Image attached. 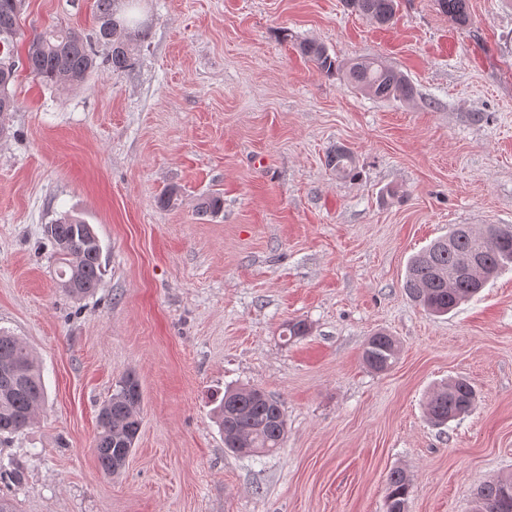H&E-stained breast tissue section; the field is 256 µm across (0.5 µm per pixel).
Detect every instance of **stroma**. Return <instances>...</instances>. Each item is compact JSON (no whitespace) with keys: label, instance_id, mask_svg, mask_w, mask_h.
Returning <instances> with one entry per match:
<instances>
[{"label":"stroma","instance_id":"obj_1","mask_svg":"<svg viewBox=\"0 0 512 512\" xmlns=\"http://www.w3.org/2000/svg\"><path fill=\"white\" fill-rule=\"evenodd\" d=\"M93 4L26 0L22 32L89 34ZM468 13L398 0L380 26L343 0H138L150 31L130 69L64 88L19 68L0 136V329L36 353L47 400L0 442L25 473L0 483L16 512H386L395 469L407 512H472L480 484L512 474V269L441 317L402 287L451 225L512 224V0ZM305 41L384 60L414 98L321 73ZM339 146L347 176L327 164ZM212 193L223 211L200 215ZM66 212L102 246L81 301L43 234ZM298 320L309 332L289 338ZM378 330L401 348L385 373L361 361ZM129 374L143 422L113 477L96 416ZM456 377L478 400L432 425L426 397ZM245 385L282 404L274 453L224 448L211 410ZM409 479L403 470H393L387 477L385 498L386 512H405L401 511L403 505L407 509L409 496Z\"/></svg>","mask_w":512,"mask_h":512}]
</instances>
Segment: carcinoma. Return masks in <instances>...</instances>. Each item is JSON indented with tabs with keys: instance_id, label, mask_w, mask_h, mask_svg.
I'll list each match as a JSON object with an SVG mask.
<instances>
[{
	"instance_id": "obj_1",
	"label": "carcinoma",
	"mask_w": 512,
	"mask_h": 512,
	"mask_svg": "<svg viewBox=\"0 0 512 512\" xmlns=\"http://www.w3.org/2000/svg\"><path fill=\"white\" fill-rule=\"evenodd\" d=\"M118 0H95V40L109 48L107 61L114 71L134 65L128 20L120 19L121 28L112 26L117 18ZM347 8L379 25L393 21L397 0H345ZM440 10L465 25L469 20L467 0H437ZM25 0H0V119L14 110L16 101L9 86L17 77L13 47L19 33V20ZM300 52L329 76H341L349 85L377 99L409 101L414 87L409 78L377 58L359 59L349 64L339 62L328 48L316 41L299 45ZM26 67L29 75L48 86H77L86 82L97 69V56L88 39L74 28L47 27L28 39ZM328 164L341 175L353 167L352 156L338 149L328 157ZM224 208L220 194L204 197L199 212L214 216ZM58 264L60 287L79 300L99 288L102 275V249L92 225L64 215L45 225ZM447 237L433 241L414 254L408 264L403 288L410 298L435 316L446 315L476 295L469 283L449 277L459 255L486 250L487 277L512 265V227L488 224L457 243L452 252L441 247ZM396 339L383 331L367 337L361 359L371 370L389 371L399 358ZM9 379V391L0 390V435L17 434L31 426L45 401V387L33 351L19 337L0 330V387ZM476 400V390L463 378L436 388L427 398L425 412L430 422L445 425L466 414ZM216 423L224 435V448L243 455L237 444L250 448L249 457L275 452L283 443L280 427L286 422L282 404L259 387L228 389L214 409ZM98 433L95 453L101 470L108 475L123 471L142 427V392L138 378L129 374L116 385L97 415ZM409 479L400 469L386 481V512H401L409 496ZM512 488V474L481 484L474 497L491 504L500 501L504 488Z\"/></svg>"
}]
</instances>
